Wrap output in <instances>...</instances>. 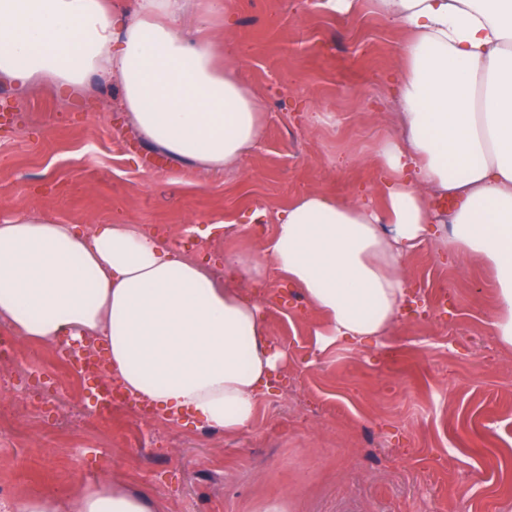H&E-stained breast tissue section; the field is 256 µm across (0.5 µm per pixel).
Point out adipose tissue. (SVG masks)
<instances>
[{"label": "adipose tissue", "instance_id": "adipose-tissue-1", "mask_svg": "<svg viewBox=\"0 0 512 512\" xmlns=\"http://www.w3.org/2000/svg\"><path fill=\"white\" fill-rule=\"evenodd\" d=\"M0 0V78L20 95L50 82L90 95L118 81L119 106L140 138L213 175L263 142V104L238 77L226 41L187 28L193 0ZM405 33L395 103L400 134L377 142L375 193L345 201L312 192L278 213L264 258L224 259L230 276L266 266L304 292L323 318L318 352L380 345L412 302L404 263L433 243L492 272L498 342L512 348V0H373ZM449 210L435 209V199ZM0 324L50 343L102 344L125 391L178 422L188 413L229 435L254 430L288 364L260 305L207 263L135 224L85 229L20 214L0 224ZM119 484L68 496H26L6 512H154Z\"/></svg>", "mask_w": 512, "mask_h": 512}]
</instances>
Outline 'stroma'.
<instances>
[{"label": "stroma", "instance_id": "obj_1", "mask_svg": "<svg viewBox=\"0 0 512 512\" xmlns=\"http://www.w3.org/2000/svg\"><path fill=\"white\" fill-rule=\"evenodd\" d=\"M212 34L232 41L239 76L264 105L263 147L214 176L184 174L111 111L52 85L27 97L0 81V219L17 213L91 226L125 222L181 236L218 227L190 253L263 257L273 216L312 191L355 199L375 184L376 143L397 133L393 98L404 33L370 5L352 15L315 0H234ZM268 219L257 223L256 209ZM419 297L388 347L316 353L321 318L275 271L255 294L288 368L236 437L170 424L129 400L96 414L94 378L55 373L56 345L18 334L0 366V485L12 497L96 481L146 490L156 512H512V348L489 331V269L428 245L406 261Z\"/></svg>", "mask_w": 512, "mask_h": 512}]
</instances>
